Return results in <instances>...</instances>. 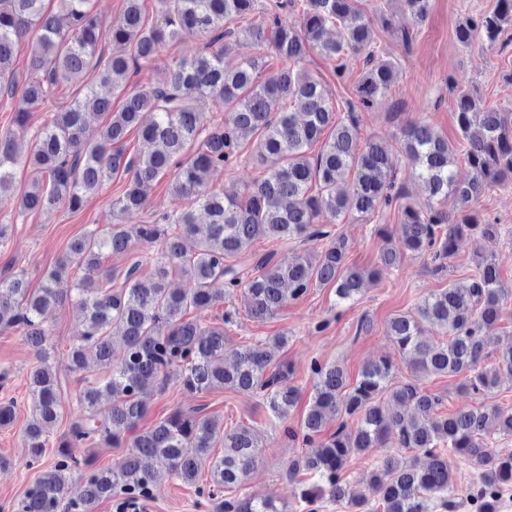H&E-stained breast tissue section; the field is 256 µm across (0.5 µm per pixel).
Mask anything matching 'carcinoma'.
I'll return each instance as SVG.
<instances>
[{
    "label": "carcinoma",
    "instance_id": "cac0c4a2",
    "mask_svg": "<svg viewBox=\"0 0 512 512\" xmlns=\"http://www.w3.org/2000/svg\"><path fill=\"white\" fill-rule=\"evenodd\" d=\"M42 2L0 0V94L21 92L13 124L24 127L30 112L54 102L61 85L80 83L84 93L40 131L26 157H19L14 132L0 136V195L12 190L14 167L22 159L32 170L30 187L19 199L22 212L77 213L87 195L117 175L125 177L126 186L112 200L113 223L106 232L74 238L41 288L31 290L23 271L0 279V328L21 327L38 359L27 377L31 403L24 428L32 465L48 447L64 403L43 316L67 305L84 324L66 353L68 369L82 374L75 395L78 415L56 442L54 463L13 512H88L105 501L120 506L146 498L158 480L157 460L166 462L177 480L196 486L216 512H288V506L268 500L224 496L262 459L266 443L256 427L224 430L198 410L176 409L137 433L147 412L145 391L174 381L200 394L218 389L259 394L274 420L287 421L301 391L288 383L292 370L272 348L284 347L288 336L236 348L233 362L226 364L225 326L235 312H225L214 325L195 312L221 306L240 291L248 317L265 321L289 301L325 286L334 288L343 304L354 300L367 280L398 269L409 253L430 255L438 274L448 268L457 237L498 239L502 225L484 218L475 203L489 186L512 181V113L484 108L473 93L461 90L455 96L458 142L437 136L424 122L401 128V152L426 192L416 204L396 184L386 144L359 141L356 112L385 96L398 67L378 50L374 23L356 0H304L297 28L279 24L275 15L253 20L257 0H156L152 19L145 0H125L122 13L106 26L92 0H59L55 13L44 12ZM429 4L400 0L408 18L400 32L404 44L412 42ZM511 25L512 0H497L492 11L458 22L455 36L466 47L478 38L493 47ZM184 30L198 31L207 42L182 55L158 85L127 89L130 69ZM28 39L31 67L42 79L22 85L13 65ZM227 39L243 40L252 49L233 69L224 66L221 43ZM313 52L338 61L339 78L347 57L362 58L355 100L346 102L345 111L336 109L332 93L306 69ZM271 55L279 61L273 71L267 67ZM98 83L124 96L120 110H112V97L100 94ZM210 103L224 118L206 126L202 116ZM133 128L150 151L126 155L123 144ZM321 140L315 155L312 147ZM247 147L259 171L253 183L239 191L210 188L211 171L233 167ZM161 174L170 176L172 194L185 206L160 222L120 223L119 217L145 208ZM450 196L457 202L452 216L440 207ZM392 209L401 237L386 242L375 268L349 265L347 239L326 226L349 211L367 222ZM261 239L301 249L291 261L272 253L257 256L252 245ZM317 240L325 244L308 246ZM137 243L160 245L152 272L139 276L138 260L126 270L122 286L112 287L105 259ZM472 264L468 282L428 294L414 311L390 318L386 330L414 372L464 373L462 389L490 393L502 378L512 380V344L495 364L484 365L486 336L512 291L503 286L493 257L479 254ZM73 268L83 275L70 284ZM174 274L194 287H170ZM218 281L224 287H215ZM426 325L440 329L447 340L423 342ZM92 361L109 374L86 375ZM309 370L314 396L300 425L307 451L287 469L291 481L301 472L310 477L294 494L304 512H317L325 499L354 512H461L469 501L454 495L455 455L470 461L485 487L477 512H499V492L512 485V452L492 448L487 435L495 430L511 436L512 411L492 405L442 415L440 396L409 380L392 383L397 366L385 359L368 364L351 388L335 364L313 360ZM16 412L14 397H0V427L11 425ZM328 414L336 415V430L323 438ZM348 418L356 419V426H348ZM391 437L398 448L426 462L397 465L388 455L372 475L369 493L352 492L342 476L348 461L383 448ZM75 442L124 447L126 453L109 468L91 469L67 451ZM219 443L224 453L211 455ZM205 465L210 480L200 485ZM75 480L82 491L72 498L68 490Z\"/></svg>",
    "mask_w": 512,
    "mask_h": 512
}]
</instances>
